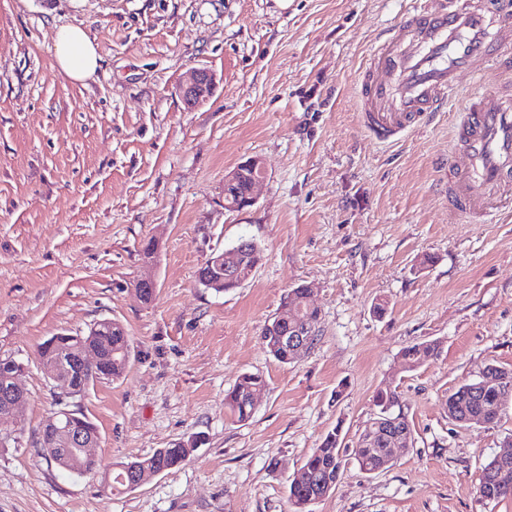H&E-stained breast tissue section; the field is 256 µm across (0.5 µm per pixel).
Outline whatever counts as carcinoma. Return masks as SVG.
I'll return each mask as SVG.
<instances>
[{
    "label": "carcinoma",
    "instance_id": "cac0c4a2",
    "mask_svg": "<svg viewBox=\"0 0 512 512\" xmlns=\"http://www.w3.org/2000/svg\"><path fill=\"white\" fill-rule=\"evenodd\" d=\"M251 180L252 172L248 169L244 170L239 181L228 188L227 196L233 201L244 197L249 191ZM230 256L236 260L241 272L246 276L251 274L262 260L261 250L252 241L248 242L246 248L230 253ZM306 294L307 289L302 285L290 290L284 296L283 307L304 305L302 318L306 320L308 327L312 328L318 324L320 311L310 302H302ZM286 329H288V324H281L274 320L264 328L261 339L269 354L276 361L282 364H292L301 358L302 353L279 343L277 334ZM99 330L102 335L94 337V340L97 343L100 362L105 366H112V378L117 379L122 376L130 362L129 336L124 327L115 321L110 326L99 325ZM438 356L439 346L434 341L415 343L402 351L403 359L412 366L424 364ZM500 374L504 381L497 393L471 391L469 382L460 385L448 397V417L461 425L464 424V421L473 419L480 420L486 425L498 422L506 402L512 398V370L503 369ZM262 385L263 380L260 376L243 374L225 393L224 406L237 421L242 422L252 416L255 406L250 397ZM201 442V437L197 435L193 437L190 448L186 447L184 442L179 441L169 448L161 449L158 457L159 465L166 471L180 467ZM342 442L343 438L339 434V429L335 428L327 433L318 447L305 458L300 467L301 479H294L289 484V500L293 512H306L307 497L312 492L321 489L323 485L335 480V470L342 464ZM386 448L385 440L379 438L370 448L354 449V456L360 468L374 470L383 464ZM492 465L493 462H487L479 474L477 491L480 497L487 501L512 498V487L501 486L489 473Z\"/></svg>",
    "mask_w": 512,
    "mask_h": 512
}]
</instances>
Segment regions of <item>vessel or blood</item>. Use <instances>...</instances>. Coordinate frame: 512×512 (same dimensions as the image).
<instances>
[{
  "label": "vessel or blood",
  "instance_id": "b4317fda",
  "mask_svg": "<svg viewBox=\"0 0 512 512\" xmlns=\"http://www.w3.org/2000/svg\"><path fill=\"white\" fill-rule=\"evenodd\" d=\"M512 12L503 0H415L373 49L358 79L362 126L386 142L420 126L461 99L448 166V210L483 213L491 202L512 204V95L495 89L461 97L460 78L484 77L497 66L512 78Z\"/></svg>",
  "mask_w": 512,
  "mask_h": 512
}]
</instances>
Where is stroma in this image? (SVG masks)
Masks as SVG:
<instances>
[{
    "instance_id": "stroma-1",
    "label": "stroma",
    "mask_w": 512,
    "mask_h": 512,
    "mask_svg": "<svg viewBox=\"0 0 512 512\" xmlns=\"http://www.w3.org/2000/svg\"><path fill=\"white\" fill-rule=\"evenodd\" d=\"M409 3L0 0V358L24 364L28 395L0 419V512H291V479L336 428L342 475L313 512H512L477 493L512 440V401L487 426L448 416L463 382L512 369V213L449 215L453 112L393 145L359 123L357 71ZM70 25L100 56L82 83L53 67ZM193 67L216 85L190 110L178 87ZM251 157L265 170L256 202L225 209L224 178ZM242 239L263 252L252 276L200 286L210 255ZM150 241L147 305L134 284ZM300 285L318 335L284 365L260 334ZM104 320L132 355L70 401L100 436L99 467L81 476L41 457L59 391L37 350ZM428 340L438 359L409 367L402 350ZM245 373L265 384L240 422L224 394ZM386 390L414 440L369 474L354 448ZM196 435L180 468L111 491L120 463Z\"/></svg>"
}]
</instances>
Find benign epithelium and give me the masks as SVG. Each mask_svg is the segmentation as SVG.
I'll use <instances>...</instances> for the list:
<instances>
[{"label":"benign epithelium","instance_id":"obj_1","mask_svg":"<svg viewBox=\"0 0 512 512\" xmlns=\"http://www.w3.org/2000/svg\"><path fill=\"white\" fill-rule=\"evenodd\" d=\"M215 77L205 68H192L188 78L180 86L179 92L185 105L192 109L203 105L213 93ZM253 173L254 184H259L264 177V170L256 158H249L239 163L224 178V186L234 185L243 169ZM39 363L46 377L60 386L62 392L57 396L58 409L49 415L41 426V439L49 440L53 447L45 449L51 457L79 461L82 457H94L93 448L98 443V431L91 427L84 414L69 408L67 398L82 394L79 382L86 384L93 380L112 376L110 370L97 367L96 347L83 342L81 337H74L73 345L56 358L39 357ZM24 370L23 364L12 360H0V412L14 414L18 406L26 399V393L18 384V376ZM512 453L504 451L497 454L498 465L494 471L495 480L501 485L509 484L506 477H512V469L507 464V457ZM127 475V489L141 486L145 480L163 472L160 466L146 468L143 462L122 465Z\"/></svg>","mask_w":512,"mask_h":512}]
</instances>
